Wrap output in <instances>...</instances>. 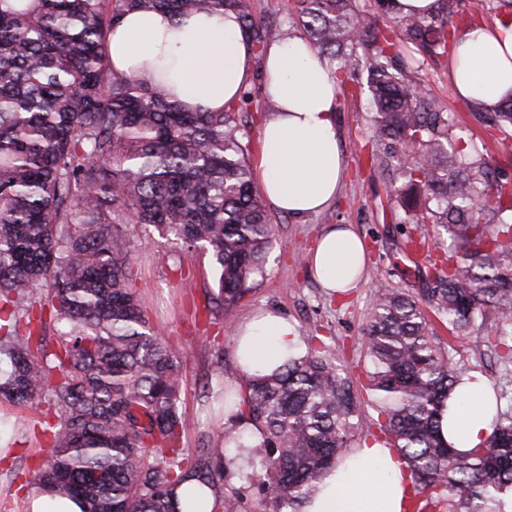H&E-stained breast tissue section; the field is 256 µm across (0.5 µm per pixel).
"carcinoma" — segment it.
<instances>
[{
    "mask_svg": "<svg viewBox=\"0 0 512 512\" xmlns=\"http://www.w3.org/2000/svg\"><path fill=\"white\" fill-rule=\"evenodd\" d=\"M430 17L398 16L356 0H297L298 28L344 95H368L372 168L409 236L410 259L441 226L450 243L418 295L381 288L364 330L365 393L323 340L282 370L236 364L216 398L238 420L220 435L242 450L240 427L261 430L268 512H302L326 472L357 440L363 406L377 412L369 443L391 449L409 478L411 512H506L512 416L498 413L483 445L461 453L440 418L463 372L436 342L429 307L454 329L495 325L512 359V95L468 101L502 149L461 134L455 115L419 91L422 57L448 61L458 18L488 10L512 24V0H439ZM237 15L257 58L290 30L262 27L254 0H0V403L45 400L33 424L51 455L31 488L63 493L83 512H175L194 480L224 512L219 449L183 446L187 422L177 352L131 286L133 222L208 253L218 275L209 306L229 314L264 276L271 215L255 186L246 88L220 112H187L163 91L112 70L109 36L132 11ZM363 54L367 76L351 69ZM53 328L54 341L46 337Z\"/></svg>",
    "mask_w": 512,
    "mask_h": 512,
    "instance_id": "obj_1",
    "label": "carcinoma"
}]
</instances>
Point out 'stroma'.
Segmentation results:
<instances>
[{
    "label": "stroma",
    "instance_id": "35a3bbf8",
    "mask_svg": "<svg viewBox=\"0 0 512 512\" xmlns=\"http://www.w3.org/2000/svg\"><path fill=\"white\" fill-rule=\"evenodd\" d=\"M420 87L438 99L467 127L473 140H481L485 128L473 116L464 99L452 95L446 64L425 62L418 73ZM368 97L342 96L338 99L336 132L345 162V176L336 200L324 211L301 220L274 213V236L267 255L266 272L257 278L247 298L231 315H216L212 323L199 325L196 311L202 310L218 290L217 274L204 252L185 254L176 241L162 236L154 227L127 224L123 233L134 246L131 274L139 300L151 322L159 325L179 355L182 392L179 410L189 425L186 447L209 443L219 426H232V419L211 420L205 382L219 367H232L235 360V329L251 314L278 308L294 322L301 338L311 332L331 336L347 345L342 360L354 384L364 383L362 330L378 289L416 288L420 282L401 259L404 235L410 227L397 223L392 212L382 211L387 177L370 169L361 146L373 136L367 120ZM332 224H349L362 236L369 260L363 282L346 297L328 295L311 278L307 255L321 232ZM436 339L449 350L462 371L482 373L501 407L512 414V364H505L487 346L481 332L452 330L439 318H432ZM34 409L0 405V440L8 442L0 453V512H27V495L13 478L15 469L26 468L29 456L48 459V447L33 436L13 430L18 421L35 417Z\"/></svg>",
    "mask_w": 512,
    "mask_h": 512
}]
</instances>
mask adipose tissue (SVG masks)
Masks as SVG:
<instances>
[{"label":"adipose tissue","mask_w":512,"mask_h":512,"mask_svg":"<svg viewBox=\"0 0 512 512\" xmlns=\"http://www.w3.org/2000/svg\"><path fill=\"white\" fill-rule=\"evenodd\" d=\"M114 72L159 86L190 112H216L252 80V50L235 14L199 12L179 19L134 11L110 37ZM454 95L486 106L512 94V26L477 25L460 35L448 60ZM269 104L256 156L258 189L278 212L300 220L336 198L344 171L336 134V80L303 37L269 43L263 63ZM315 278L338 296L355 288L367 264L360 235L329 226L309 256ZM301 349L294 325L271 309L241 323L236 355L250 369L272 372ZM495 398L484 378L462 379L447 401L441 435L464 452L492 430ZM379 479L364 481L367 471ZM407 482L392 452L354 449L303 505V512H404Z\"/></svg>","instance_id":"obj_1"}]
</instances>
